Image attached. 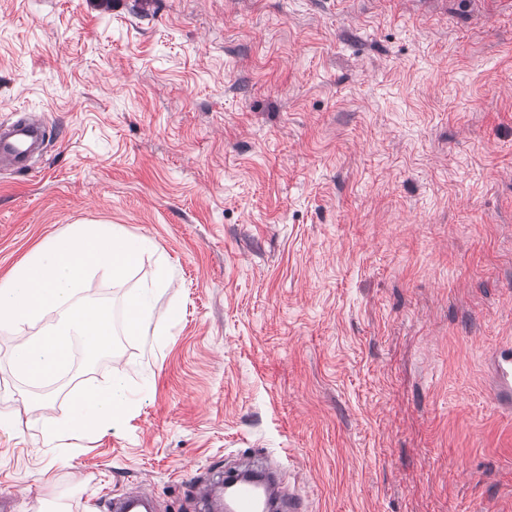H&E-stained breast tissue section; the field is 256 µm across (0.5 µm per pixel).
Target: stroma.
<instances>
[{
    "label": "stroma",
    "instance_id": "35a3bbf8",
    "mask_svg": "<svg viewBox=\"0 0 512 512\" xmlns=\"http://www.w3.org/2000/svg\"><path fill=\"white\" fill-rule=\"evenodd\" d=\"M45 114L0 170V279L47 237L147 236L122 315L167 268L164 335L117 330L51 383L0 331V497L109 512L254 455L307 512H512V0H0V121ZM129 411L48 448L93 379Z\"/></svg>",
    "mask_w": 512,
    "mask_h": 512
}]
</instances>
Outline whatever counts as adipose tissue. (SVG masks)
<instances>
[{"mask_svg":"<svg viewBox=\"0 0 512 512\" xmlns=\"http://www.w3.org/2000/svg\"><path fill=\"white\" fill-rule=\"evenodd\" d=\"M168 286L167 275L160 273L149 285L127 298L123 321L126 333L136 336L161 335L170 314L159 311L156 298ZM129 405L123 379H113L104 388L93 382H86L71 400L69 410L63 418L49 416V402H41L40 407L46 412L43 440L45 444L52 445L71 436L102 432L117 421Z\"/></svg>","mask_w":512,"mask_h":512,"instance_id":"adipose-tissue-1","label":"adipose tissue"}]
</instances>
